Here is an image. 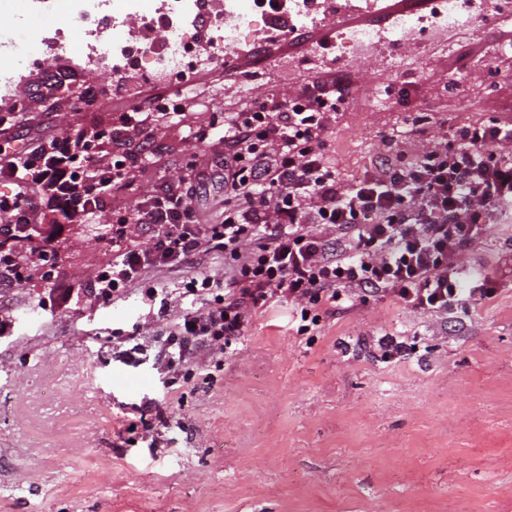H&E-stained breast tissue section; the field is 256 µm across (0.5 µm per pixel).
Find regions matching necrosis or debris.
<instances>
[{
	"label": "necrosis or debris",
	"mask_w": 512,
	"mask_h": 512,
	"mask_svg": "<svg viewBox=\"0 0 512 512\" xmlns=\"http://www.w3.org/2000/svg\"><path fill=\"white\" fill-rule=\"evenodd\" d=\"M37 8L55 11L73 22L45 43V52L73 54L83 71L99 73L109 61L131 63L150 78L170 86L169 98L181 101L196 68L214 63L225 47L238 43L253 27L255 14L243 9L241 0H224L222 11L211 13L206 50L196 47L192 33L180 24L182 18L201 10L204 0H157L154 13H147L144 0H33ZM235 17L234 26L224 24ZM139 21L143 39L133 45L121 40L119 31L129 21Z\"/></svg>",
	"instance_id": "necrosis-or-debris-1"
}]
</instances>
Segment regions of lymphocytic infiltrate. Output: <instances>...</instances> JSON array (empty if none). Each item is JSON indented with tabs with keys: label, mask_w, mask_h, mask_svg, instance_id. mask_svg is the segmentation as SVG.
Listing matches in <instances>:
<instances>
[{
	"label": "lymphocytic infiltrate",
	"mask_w": 512,
	"mask_h": 512,
	"mask_svg": "<svg viewBox=\"0 0 512 512\" xmlns=\"http://www.w3.org/2000/svg\"><path fill=\"white\" fill-rule=\"evenodd\" d=\"M349 88L339 77L316 80L287 101L267 100L213 127L223 143L224 218L205 223L193 204L194 183L163 184L130 209L112 198L133 177L126 156L101 149L81 127L65 152L35 142L24 150L0 144V176L14 191L0 193V278L22 282L28 264L18 225L41 223L45 189L76 212L106 217L118 255L91 287L108 304L143 286L146 305L166 313L173 300L212 297L206 310L188 306L165 339L169 366L186 364L192 345L232 344L251 311L270 299L299 300L301 320L330 311L359 292L388 295L416 312H445L456 302L489 299L481 274H465L457 254L480 226L512 207V128H465L458 144L421 159L395 157L386 167L343 184L323 153V132ZM154 230L140 249L131 226ZM334 228L325 239L324 227ZM249 250H241L243 241ZM213 246L231 276L221 285L202 272L182 281L178 295L148 285L154 269L181 264Z\"/></svg>",
	"instance_id": "lymphocytic-infiltrate-1"
}]
</instances>
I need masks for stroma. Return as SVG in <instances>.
Segmentation results:
<instances>
[{"instance_id": "1", "label": "stroma", "mask_w": 512, "mask_h": 512, "mask_svg": "<svg viewBox=\"0 0 512 512\" xmlns=\"http://www.w3.org/2000/svg\"><path fill=\"white\" fill-rule=\"evenodd\" d=\"M430 0H317L309 25L276 29L261 15L196 72L187 118L142 115L117 142L140 174L121 196L189 177L207 153L197 128L223 123L271 95L343 75L352 92L325 154L347 183L404 155L419 160L464 127L512 126V23L485 12L473 27L434 36L428 24L393 44L344 49L349 27H389ZM28 50L58 28L31 0H0ZM59 86L52 106L19 113L20 144L60 140L79 123L108 124L134 106L118 83L91 79L68 53L23 61L0 109L35 83ZM95 94L99 107H83ZM221 165L194 199L206 222L224 216ZM61 224L50 278L0 284V512H512V213L493 218L456 262L480 270L494 295L442 315L369 296L299 332L300 305L260 309L228 348L193 349V372L168 367L163 335L182 313H151L140 288L111 305L89 294L116 254L98 215ZM224 277L217 252L151 272L168 288L197 273Z\"/></svg>"}]
</instances>
